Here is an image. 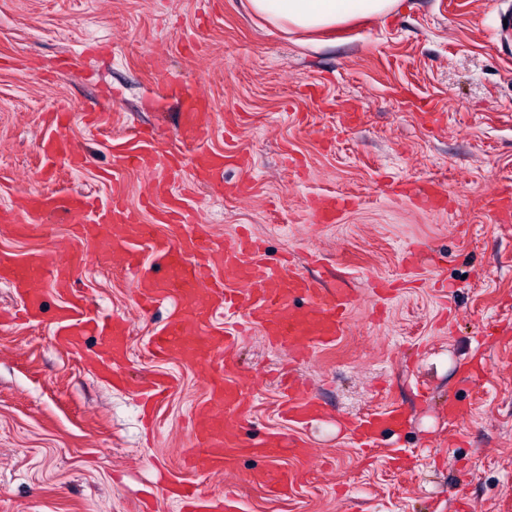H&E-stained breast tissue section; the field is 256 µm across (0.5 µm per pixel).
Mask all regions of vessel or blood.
Returning <instances> with one entry per match:
<instances>
[{"label":"vessel or blood","mask_w":512,"mask_h":512,"mask_svg":"<svg viewBox=\"0 0 512 512\" xmlns=\"http://www.w3.org/2000/svg\"><path fill=\"white\" fill-rule=\"evenodd\" d=\"M203 134L195 113L185 114L183 136L187 143L198 146V162L211 171H223L232 164V156L201 149ZM43 156L41 177L47 184L58 164L72 170L88 164L87 157L71 154L59 135L44 141ZM56 212L69 215L78 223L80 237L97 241L105 253L126 252L133 241L148 242L156 261L166 269V277L157 280L138 273L137 257L127 258L126 269L133 275L143 310L169 298L176 301L165 328L151 342L153 353L200 366L208 379L207 397L196 409L188 438L189 447L196 450L197 462L211 471L227 473L235 470L244 453L273 455L285 449L310 457V449L291 437L276 435L252 445L242 436L238 418L246 408L242 391L231 378L234 366L227 356L235 339L215 326L214 318L221 309L240 310L268 339L287 348L289 354L303 357L324 350L343 335L351 306L346 289L324 287L290 263H268L255 239L216 241L196 225L193 212L174 195L155 223H144L137 212L126 206L117 182L105 204H93L83 195L63 198L47 187L22 196L9 211L0 213V220L17 224L21 233L29 234L39 232V221L45 214ZM170 223L181 230L175 245L157 232L158 225ZM78 268L72 256L52 262L42 251L30 253L21 261L5 253L0 255V276L12 282L24 300L26 312L40 309L42 297L34 285L38 278L49 276L56 291L66 297L55 317L54 336L58 343L75 348L84 336L96 333L107 344L99 357L101 365L117 371L128 351L129 330L123 319H98L87 313L82 298L71 289ZM228 277L234 280V287H226L224 280ZM297 297L305 299V310L293 307ZM283 395V416L289 424H307L318 414L316 399L295 383L285 385ZM402 418L395 407L367 414L351 422L352 439L359 447L374 449L378 437L399 426Z\"/></svg>","instance_id":"b4317fda"}]
</instances>
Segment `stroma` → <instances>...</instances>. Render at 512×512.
<instances>
[{"mask_svg": "<svg viewBox=\"0 0 512 512\" xmlns=\"http://www.w3.org/2000/svg\"><path fill=\"white\" fill-rule=\"evenodd\" d=\"M256 17L248 0H0V209L42 190L49 113L88 167L60 170L59 194L107 202L118 171L144 221L180 196L214 238L247 233L270 262L293 255L305 274L353 292L345 333L306 360L258 330L234 352L253 441L300 433L324 462L243 455L234 475L186 464L190 420L207 388L199 369L154 357L149 340L171 304L141 315L121 257L99 263L64 216L37 234L0 223V253L78 254L73 287L100 316L130 325L117 385L92 365L103 340L57 347L64 301L41 282L38 319L0 320V512H181L162 485L214 494L232 487L239 512H512V222L493 197L512 187V0H403L393 15L324 35ZM202 96L203 148L244 166L198 176L180 142L183 101ZM111 123L94 124L101 110ZM148 141L175 154L167 193L152 170L118 156ZM440 184L447 207L412 196ZM348 206L337 223L313 211L326 194ZM291 370L324 412L302 430L281 415L277 377ZM173 386L144 416L139 382ZM470 407L449 425V401ZM407 421L381 435L379 456L355 446L345 421L388 407ZM405 450V466L388 464ZM301 475L287 496L262 477Z\"/></svg>", "mask_w": 512, "mask_h": 512, "instance_id": "35a3bbf8", "label": "stroma"}]
</instances>
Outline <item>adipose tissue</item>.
<instances>
[{
    "instance_id": "adipose-tissue-1",
    "label": "adipose tissue",
    "mask_w": 512,
    "mask_h": 512,
    "mask_svg": "<svg viewBox=\"0 0 512 512\" xmlns=\"http://www.w3.org/2000/svg\"><path fill=\"white\" fill-rule=\"evenodd\" d=\"M400 0H249L252 11L268 21L320 34L358 18H381Z\"/></svg>"
}]
</instances>
